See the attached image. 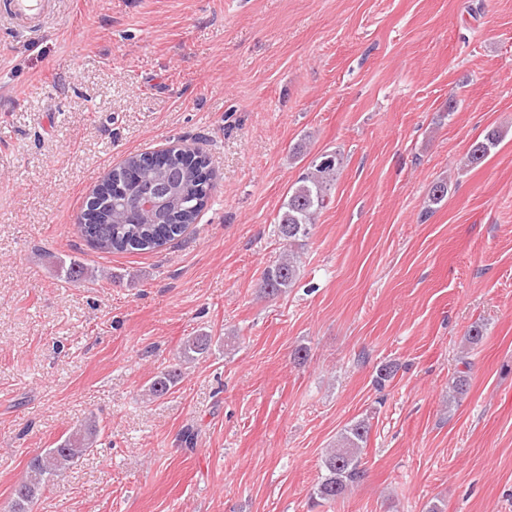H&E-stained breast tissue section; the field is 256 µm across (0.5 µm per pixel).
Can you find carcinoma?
Here are the masks:
<instances>
[{
  "instance_id": "1",
  "label": "carcinoma",
  "mask_w": 512,
  "mask_h": 512,
  "mask_svg": "<svg viewBox=\"0 0 512 512\" xmlns=\"http://www.w3.org/2000/svg\"><path fill=\"white\" fill-rule=\"evenodd\" d=\"M503 138L492 130L474 142L464 157V165L479 164ZM142 156L127 158L116 169L123 176V190L114 191L104 201L108 220L102 224H81L80 232L99 251L145 252L157 250L183 235L194 223L210 197L214 184L206 161L195 163L172 158L162 168L141 164ZM344 167V154L326 151L315 157L290 187L281 207L277 235L283 251L266 267L260 284L263 297L275 299L292 287L300 274V250L306 245L318 216L330 203L332 191ZM154 185L166 189L155 209L133 206V201ZM62 274L72 283L94 278L93 272L71 260L62 266ZM213 338L206 333L188 336L180 345L178 363L154 376L147 396L158 400L172 393L183 376L182 366L208 356ZM96 421L90 419L31 459L28 472L14 489L9 512H34L42 487L79 460L98 437ZM370 425L365 419L348 424L337 436L321 460V476L314 494L322 501L334 502L366 475L361 454L367 446Z\"/></svg>"
}]
</instances>
